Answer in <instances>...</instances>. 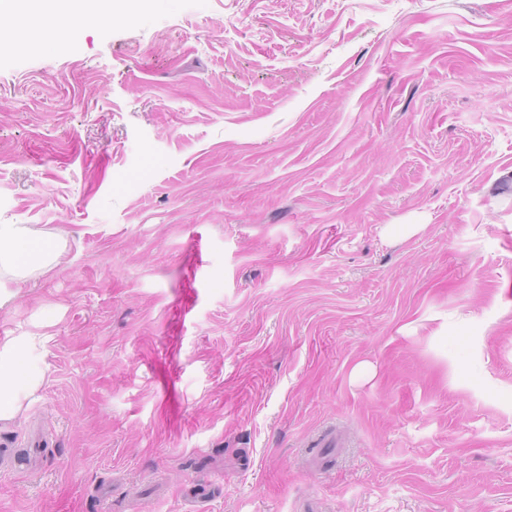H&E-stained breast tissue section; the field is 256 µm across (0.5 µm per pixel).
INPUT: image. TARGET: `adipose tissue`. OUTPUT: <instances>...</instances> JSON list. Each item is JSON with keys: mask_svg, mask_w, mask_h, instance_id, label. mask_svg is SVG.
Returning a JSON list of instances; mask_svg holds the SVG:
<instances>
[{"mask_svg": "<svg viewBox=\"0 0 512 512\" xmlns=\"http://www.w3.org/2000/svg\"><path fill=\"white\" fill-rule=\"evenodd\" d=\"M142 0H123L113 6L112 0H66L59 10L58 35L76 37L89 17L100 19H128L138 15ZM36 241L31 230L23 224H0V267H15L22 255L33 250ZM46 337L34 332L18 335L7 331L0 334V423L10 424L21 416L26 401L40 390L44 374L29 370L19 376L18 364L30 359L38 360L45 352Z\"/></svg>", "mask_w": 512, "mask_h": 512, "instance_id": "obj_1", "label": "adipose tissue"}]
</instances>
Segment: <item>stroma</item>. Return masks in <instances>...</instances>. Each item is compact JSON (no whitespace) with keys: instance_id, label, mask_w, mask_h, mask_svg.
I'll return each instance as SVG.
<instances>
[{"instance_id":"1","label":"stroma","mask_w":512,"mask_h":512,"mask_svg":"<svg viewBox=\"0 0 512 512\" xmlns=\"http://www.w3.org/2000/svg\"><path fill=\"white\" fill-rule=\"evenodd\" d=\"M506 179L512 0H147L13 48L0 224L63 256L0 273V331L50 336L0 512H512Z\"/></svg>"}]
</instances>
